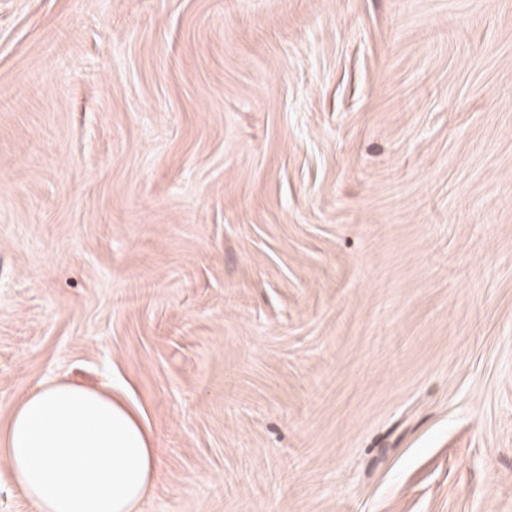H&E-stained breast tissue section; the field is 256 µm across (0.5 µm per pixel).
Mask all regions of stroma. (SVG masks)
Instances as JSON below:
<instances>
[{
    "label": "stroma",
    "mask_w": 512,
    "mask_h": 512,
    "mask_svg": "<svg viewBox=\"0 0 512 512\" xmlns=\"http://www.w3.org/2000/svg\"><path fill=\"white\" fill-rule=\"evenodd\" d=\"M54 381L138 512H512V0H0V426Z\"/></svg>",
    "instance_id": "1"
}]
</instances>
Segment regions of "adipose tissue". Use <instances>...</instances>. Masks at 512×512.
I'll use <instances>...</instances> for the list:
<instances>
[{"mask_svg":"<svg viewBox=\"0 0 512 512\" xmlns=\"http://www.w3.org/2000/svg\"><path fill=\"white\" fill-rule=\"evenodd\" d=\"M161 455L139 411L68 383L30 391L0 427V463L37 512H136Z\"/></svg>","mask_w":512,"mask_h":512,"instance_id":"obj_1","label":"adipose tissue"}]
</instances>
